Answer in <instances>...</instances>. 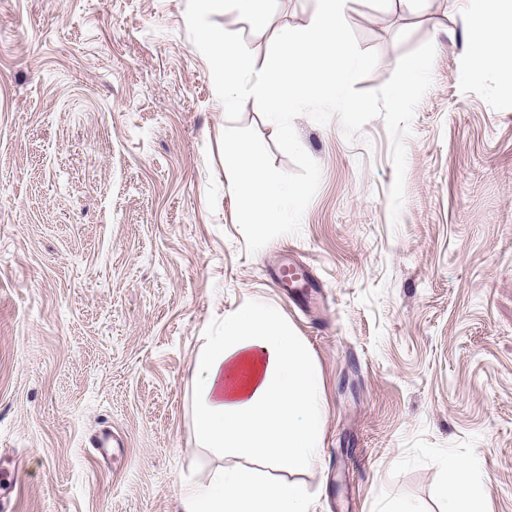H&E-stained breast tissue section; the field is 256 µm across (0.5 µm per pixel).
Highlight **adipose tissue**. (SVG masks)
I'll return each instance as SVG.
<instances>
[{"label": "adipose tissue", "mask_w": 512, "mask_h": 512, "mask_svg": "<svg viewBox=\"0 0 512 512\" xmlns=\"http://www.w3.org/2000/svg\"><path fill=\"white\" fill-rule=\"evenodd\" d=\"M467 2L470 68L512 58V0ZM193 370L200 445L231 450L246 464L184 487V512H311L300 484L271 482L249 466L259 459L293 473L320 455L323 383L302 338L274 306L248 303L207 337ZM444 493L448 512H482L484 484L471 465L454 468Z\"/></svg>", "instance_id": "adipose-tissue-1"}]
</instances>
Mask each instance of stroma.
Masks as SVG:
<instances>
[{"label": "stroma", "instance_id": "1", "mask_svg": "<svg viewBox=\"0 0 512 512\" xmlns=\"http://www.w3.org/2000/svg\"><path fill=\"white\" fill-rule=\"evenodd\" d=\"M186 0H0V502L6 512H183V485L242 465L199 446L193 361L225 314L277 307L324 384L321 454L295 474L315 512H446L475 466L512 512V83L470 69L466 0H351L387 82L425 42L405 200L391 220L382 118L294 128L319 164L299 234L246 250L220 148L227 122ZM315 0L237 13L263 68ZM297 263L308 288L274 287ZM114 434L104 453L92 440Z\"/></svg>", "mask_w": 512, "mask_h": 512}]
</instances>
